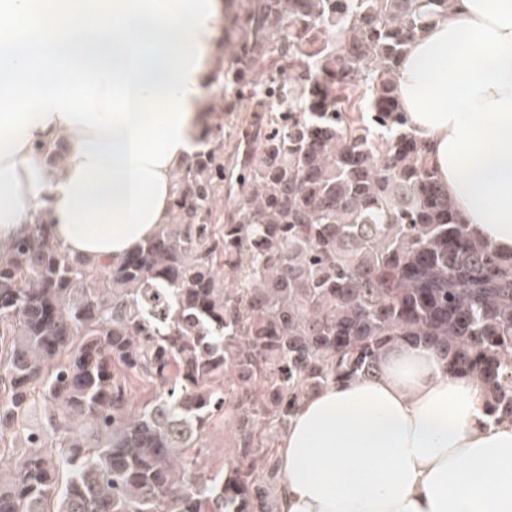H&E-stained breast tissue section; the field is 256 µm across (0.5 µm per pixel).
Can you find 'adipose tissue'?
Returning a JSON list of instances; mask_svg holds the SVG:
<instances>
[{"instance_id": "1", "label": "adipose tissue", "mask_w": 512, "mask_h": 512, "mask_svg": "<svg viewBox=\"0 0 512 512\" xmlns=\"http://www.w3.org/2000/svg\"><path fill=\"white\" fill-rule=\"evenodd\" d=\"M227 0H0V241L47 206L68 252L120 261L171 219L210 106ZM397 91L472 236L512 256V0H451ZM66 137L62 175L40 152ZM426 349L303 400L279 441L280 512H512V423Z\"/></svg>"}]
</instances>
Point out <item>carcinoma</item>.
<instances>
[{
  "mask_svg": "<svg viewBox=\"0 0 512 512\" xmlns=\"http://www.w3.org/2000/svg\"><path fill=\"white\" fill-rule=\"evenodd\" d=\"M172 221L118 263L40 212L0 241V512H277L278 433L331 383L430 348L512 422V257L473 239L397 95L449 0H230ZM57 141L43 164L63 170ZM231 451L205 474L212 429ZM255 102L249 100H239L237 98H224V125L239 124L243 128H247L248 124L253 120L256 113Z\"/></svg>",
  "mask_w": 512,
  "mask_h": 512,
  "instance_id": "carcinoma-1",
  "label": "carcinoma"
}]
</instances>
